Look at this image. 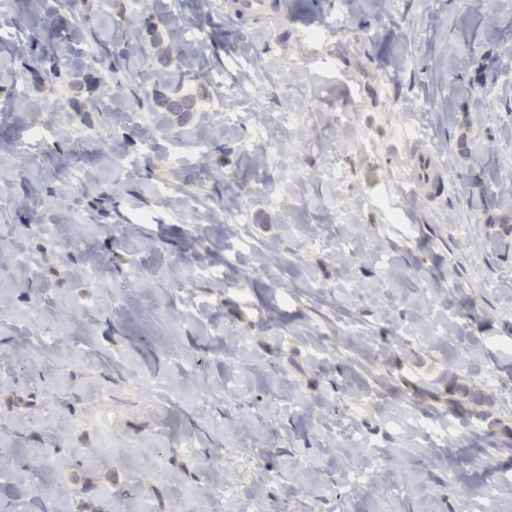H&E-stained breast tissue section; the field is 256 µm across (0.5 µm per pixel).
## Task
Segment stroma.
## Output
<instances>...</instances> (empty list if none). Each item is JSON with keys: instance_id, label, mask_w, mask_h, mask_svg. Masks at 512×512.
Masks as SVG:
<instances>
[{"instance_id": "obj_1", "label": "stroma", "mask_w": 512, "mask_h": 512, "mask_svg": "<svg viewBox=\"0 0 512 512\" xmlns=\"http://www.w3.org/2000/svg\"><path fill=\"white\" fill-rule=\"evenodd\" d=\"M276 13L0 20V512H512V0ZM153 98L155 105L164 112L186 117L195 110L196 99L191 94H179L176 91L170 94L155 92ZM411 172L409 189L413 193H421L441 181V173L434 156L423 144H417L410 155Z\"/></svg>"}]
</instances>
